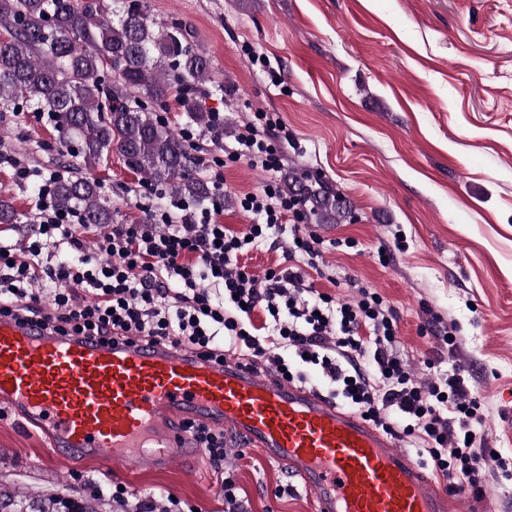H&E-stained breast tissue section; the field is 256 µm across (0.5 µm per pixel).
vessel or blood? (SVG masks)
<instances>
[{
    "label": "vessel or blood",
    "mask_w": 512,
    "mask_h": 512,
    "mask_svg": "<svg viewBox=\"0 0 512 512\" xmlns=\"http://www.w3.org/2000/svg\"><path fill=\"white\" fill-rule=\"evenodd\" d=\"M0 405L45 430L51 452L129 469L196 455L182 424L262 449L316 512H449L443 486L359 415L235 359L62 337L0 316Z\"/></svg>",
    "instance_id": "vessel-or-blood-1"
}]
</instances>
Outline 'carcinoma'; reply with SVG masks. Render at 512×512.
Listing matches in <instances>:
<instances>
[{"mask_svg":"<svg viewBox=\"0 0 512 512\" xmlns=\"http://www.w3.org/2000/svg\"><path fill=\"white\" fill-rule=\"evenodd\" d=\"M98 0H0V113L23 102L45 112L61 134V147L80 158V174L53 185L56 205L77 210L86 224L114 223L93 170L114 151L150 186L203 202L211 190L200 175L203 159L154 117L138 93L163 108L175 102L202 133L211 112L200 93L210 64L183 29L155 28L142 0H129L117 18L100 14ZM288 191L306 219L340 224V197L316 176L288 170ZM0 512H99L84 495H22L0 483Z\"/></svg>","mask_w":512,"mask_h":512,"instance_id":"cac0c4a2","label":"carcinoma"}]
</instances>
